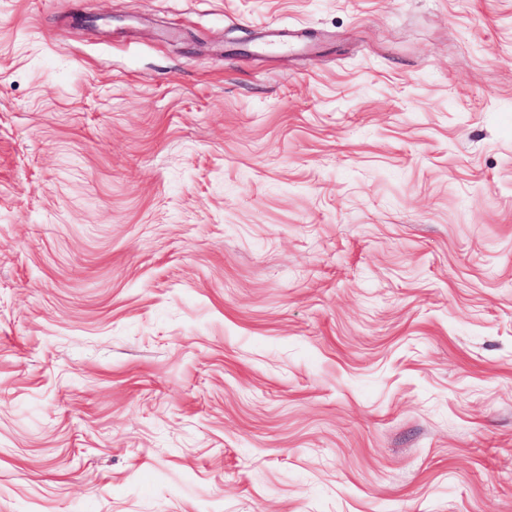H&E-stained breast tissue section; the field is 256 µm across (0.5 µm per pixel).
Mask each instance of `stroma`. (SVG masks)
Segmentation results:
<instances>
[{
    "label": "stroma",
    "instance_id": "obj_1",
    "mask_svg": "<svg viewBox=\"0 0 512 512\" xmlns=\"http://www.w3.org/2000/svg\"><path fill=\"white\" fill-rule=\"evenodd\" d=\"M0 512H512V0H0Z\"/></svg>",
    "mask_w": 512,
    "mask_h": 512
}]
</instances>
